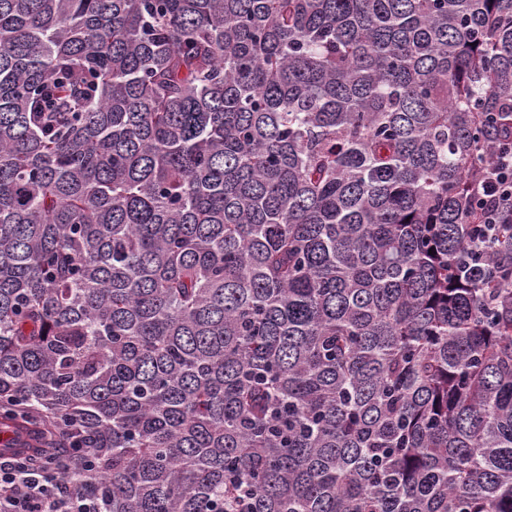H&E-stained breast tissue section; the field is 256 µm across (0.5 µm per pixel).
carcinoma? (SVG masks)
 Masks as SVG:
<instances>
[{"mask_svg":"<svg viewBox=\"0 0 512 512\" xmlns=\"http://www.w3.org/2000/svg\"><path fill=\"white\" fill-rule=\"evenodd\" d=\"M511 134L512 0H0V448L105 512H512ZM473 192L476 213L473 224H484L480 226L488 233L497 224L512 222V142L499 146Z\"/></svg>","mask_w":512,"mask_h":512,"instance_id":"carcinoma-1","label":"carcinoma"}]
</instances>
